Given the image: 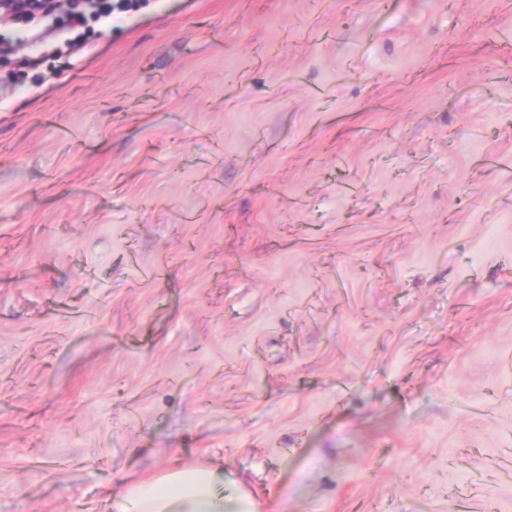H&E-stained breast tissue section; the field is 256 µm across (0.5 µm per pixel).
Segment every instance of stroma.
<instances>
[{
	"label": "stroma",
	"instance_id": "1",
	"mask_svg": "<svg viewBox=\"0 0 512 512\" xmlns=\"http://www.w3.org/2000/svg\"><path fill=\"white\" fill-rule=\"evenodd\" d=\"M28 51L0 512L193 466L224 512H512V0H142Z\"/></svg>",
	"mask_w": 512,
	"mask_h": 512
}]
</instances>
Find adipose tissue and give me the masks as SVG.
Masks as SVG:
<instances>
[{
    "instance_id": "1",
    "label": "adipose tissue",
    "mask_w": 512,
    "mask_h": 512,
    "mask_svg": "<svg viewBox=\"0 0 512 512\" xmlns=\"http://www.w3.org/2000/svg\"><path fill=\"white\" fill-rule=\"evenodd\" d=\"M115 512H224L211 470L186 467L130 486Z\"/></svg>"
}]
</instances>
